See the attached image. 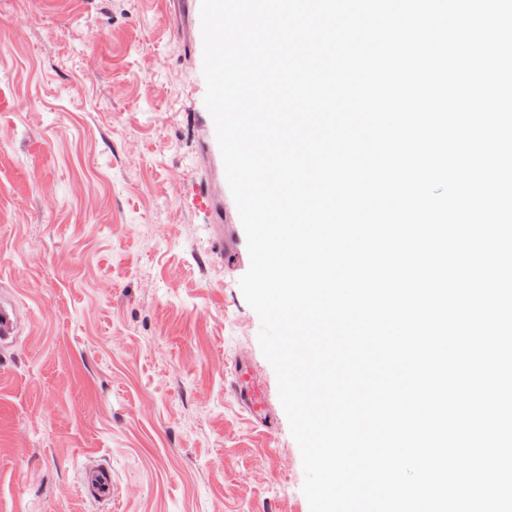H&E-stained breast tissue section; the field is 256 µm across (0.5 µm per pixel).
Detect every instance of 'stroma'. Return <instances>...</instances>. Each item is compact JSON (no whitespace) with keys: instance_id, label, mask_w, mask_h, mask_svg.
<instances>
[{"instance_id":"35a3bbf8","label":"stroma","mask_w":512,"mask_h":512,"mask_svg":"<svg viewBox=\"0 0 512 512\" xmlns=\"http://www.w3.org/2000/svg\"><path fill=\"white\" fill-rule=\"evenodd\" d=\"M202 67L193 0H0V512H310ZM86 484L99 498L107 499L111 497L112 477L108 469L100 468L90 471Z\"/></svg>"}]
</instances>
